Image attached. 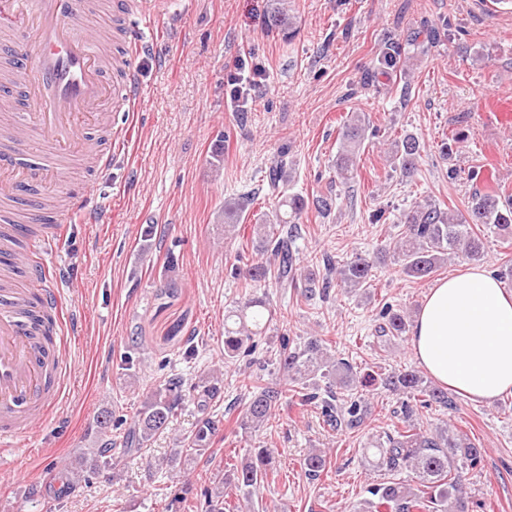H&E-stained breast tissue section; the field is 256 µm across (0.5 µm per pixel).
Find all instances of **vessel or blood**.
I'll return each instance as SVG.
<instances>
[{
    "mask_svg": "<svg viewBox=\"0 0 512 512\" xmlns=\"http://www.w3.org/2000/svg\"><path fill=\"white\" fill-rule=\"evenodd\" d=\"M165 0H107L113 22L135 41L138 19ZM106 65L89 28L81 0H0V75L14 79L34 106L6 112L8 140L0 147V252L24 226L71 223L88 206V194L74 196L49 213L36 189L57 179L75 158L96 151L95 132L103 113L115 120L134 117L139 86L134 69L107 81ZM484 108L500 126L512 127V96L489 97ZM52 233L35 240L25 259L27 288L0 289V447L60 402L70 369L71 319L55 290L43 287L49 272L45 249ZM56 313L59 336L42 335L45 311Z\"/></svg>",
    "mask_w": 512,
    "mask_h": 512,
    "instance_id": "b4317fda",
    "label": "vessel or blood"
}]
</instances>
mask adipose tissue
Instances as JSON below:
<instances>
[{"label": "adipose tissue", "mask_w": 512, "mask_h": 512, "mask_svg": "<svg viewBox=\"0 0 512 512\" xmlns=\"http://www.w3.org/2000/svg\"><path fill=\"white\" fill-rule=\"evenodd\" d=\"M415 358L441 385L490 404L512 394V294L469 268L431 288L410 332Z\"/></svg>", "instance_id": "ef3b65f1"}]
</instances>
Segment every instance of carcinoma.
I'll list each match as a JSON object with an SVG mask.
<instances>
[{"label": "carcinoma", "mask_w": 512, "mask_h": 512, "mask_svg": "<svg viewBox=\"0 0 512 512\" xmlns=\"http://www.w3.org/2000/svg\"><path fill=\"white\" fill-rule=\"evenodd\" d=\"M271 27L286 34L294 32L293 17L282 8L274 10ZM365 117L355 114L344 123L339 134L336 153V174L343 183H350L357 175V159L365 149L369 137ZM421 143L407 135L398 141L391 152V162L409 174L417 166ZM286 154H278L268 174L269 186L276 190L279 183L290 182L286 175ZM333 199L318 196L307 201L294 193H281L272 215H264L261 223L254 225L253 234L257 251L267 259L245 268L234 265L232 273L244 288H255L260 282L275 284L281 288L303 285L304 296L309 299L320 291L330 288H369L376 265L391 257L400 266L402 274L409 278L431 277L452 253L467 261L484 259L481 234L489 231L512 237V196L499 193L474 192L467 201L463 213L444 210L434 202L424 200L415 203L404 215L405 230L390 249H382L376 256L355 254L342 262L330 255L323 257L326 275L322 279L309 275L297 277V258L292 248V231L288 225L299 223L305 209L312 207L320 215L331 212ZM243 206L235 203L224 205V224L234 228L240 224ZM382 322L375 327L376 338L388 344L410 330L406 314L386 309ZM273 320L272 310L259 298H249L224 315V354L227 360L247 356L254 347V339L263 334L267 323ZM282 378L269 382L261 373L253 376L252 394L241 411L240 426L257 431L275 417L281 399L287 395L302 405L315 404L321 410L323 423L335 430L356 429L369 413L368 403L356 393L360 387L372 382L360 378L354 367L345 359L331 358L324 340L307 337L294 348H283L278 359ZM384 389L402 395L394 414L399 425L375 439L372 463L376 471L398 473L408 470L415 475L416 484L380 482L370 486L368 501L371 512H469V496L463 473L481 465V449L466 441L447 425L424 429L417 423L419 409L436 404L445 409L454 407V398L448 390L434 385L422 372L405 367L395 368L381 379ZM220 390L213 383L199 396L191 395L184 386L183 378L173 375L143 402L122 444L112 443V448L129 447L131 443L142 445L165 432L176 410L189 399L200 408L207 407ZM221 419L205 416L198 420L196 431L184 439L181 452L201 456L219 430ZM274 451L258 450L255 458L240 463L231 470L213 474L214 488L208 495V512H224V488L231 486L249 496L250 489L275 474L272 466ZM305 472L316 477L330 465L329 457L322 448L309 449L303 462Z\"/></svg>", "instance_id": "1"}]
</instances>
